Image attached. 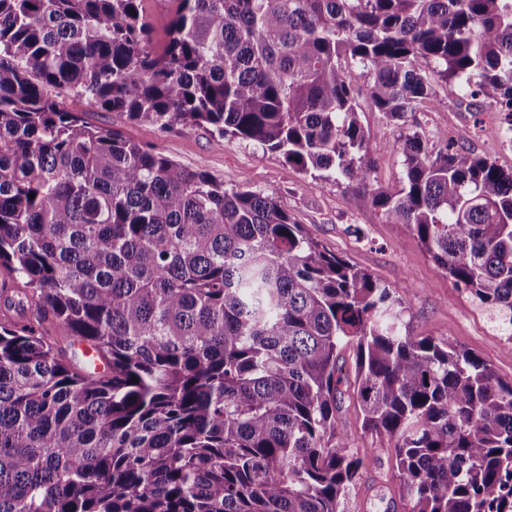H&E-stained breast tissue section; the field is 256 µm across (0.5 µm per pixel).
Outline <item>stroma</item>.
Masks as SVG:
<instances>
[{
    "label": "stroma",
    "instance_id": "1",
    "mask_svg": "<svg viewBox=\"0 0 512 512\" xmlns=\"http://www.w3.org/2000/svg\"><path fill=\"white\" fill-rule=\"evenodd\" d=\"M432 86L437 107L414 113L405 129L421 133L431 146L438 132H447L458 144L511 170L512 144L506 140L498 113L465 97L458 83L436 77ZM358 104L377 182L386 190H397L402 157L387 143L402 128L372 109L366 96H359ZM83 109L95 125L119 131L183 167L205 169L225 188L274 196L311 238L405 297L404 332L451 342L486 361L500 378L512 381V341L500 330L496 313L454 288L413 232L406 225L387 223L369 200L348 206L342 186L297 171L280 154L219 136L206 126L162 131L89 103ZM339 416L348 435V451L366 452L371 460L347 494L343 512H403L392 467L393 448L387 437L363 429L352 387L342 389Z\"/></svg>",
    "mask_w": 512,
    "mask_h": 512
}]
</instances>
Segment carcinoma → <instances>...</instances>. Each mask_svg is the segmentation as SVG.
I'll list each match as a JSON object with an SVG mask.
<instances>
[{"mask_svg": "<svg viewBox=\"0 0 512 512\" xmlns=\"http://www.w3.org/2000/svg\"><path fill=\"white\" fill-rule=\"evenodd\" d=\"M142 2L0 0V512H341L370 464L340 444L349 383L408 512H512V382L402 333L404 298L274 197L81 109L345 185L512 327V171L415 131L387 192L357 112L365 87L404 123L436 74L512 144V0H174L160 48Z\"/></svg>", "mask_w": 512, "mask_h": 512, "instance_id": "1", "label": "carcinoma"}]
</instances>
